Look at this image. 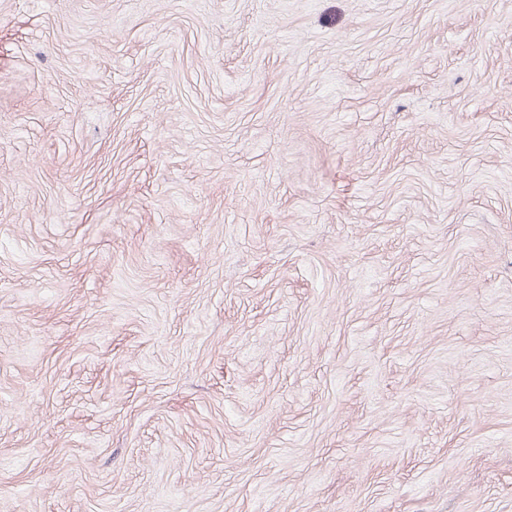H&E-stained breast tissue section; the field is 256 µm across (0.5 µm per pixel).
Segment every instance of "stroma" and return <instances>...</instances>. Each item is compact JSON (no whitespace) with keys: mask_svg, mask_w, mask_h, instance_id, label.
I'll return each mask as SVG.
<instances>
[{"mask_svg":"<svg viewBox=\"0 0 512 512\" xmlns=\"http://www.w3.org/2000/svg\"><path fill=\"white\" fill-rule=\"evenodd\" d=\"M0 512H512V0H0Z\"/></svg>","mask_w":512,"mask_h":512,"instance_id":"1","label":"stroma"}]
</instances>
